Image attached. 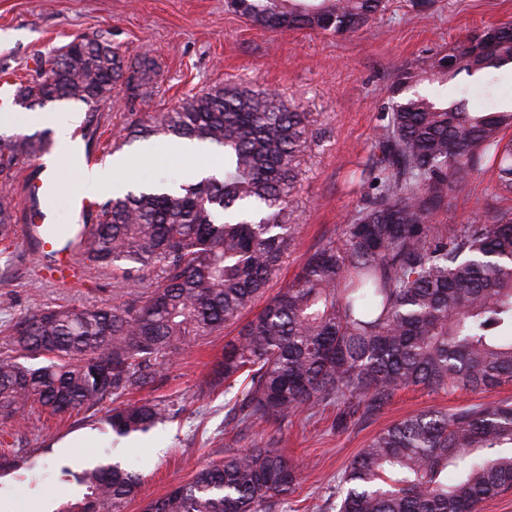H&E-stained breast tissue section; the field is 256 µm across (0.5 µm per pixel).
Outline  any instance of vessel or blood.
I'll return each mask as SVG.
<instances>
[{
    "label": "vessel or blood",
    "mask_w": 512,
    "mask_h": 512,
    "mask_svg": "<svg viewBox=\"0 0 512 512\" xmlns=\"http://www.w3.org/2000/svg\"><path fill=\"white\" fill-rule=\"evenodd\" d=\"M59 174L46 171L44 177L27 182L21 212V239L30 253L44 260L51 279L67 282L76 267L82 245L92 227L86 218L95 208L89 196L76 194L70 199L71 223L57 225L51 211Z\"/></svg>",
    "instance_id": "b4317fda"
}]
</instances>
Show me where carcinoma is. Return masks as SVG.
Returning a JSON list of instances; mask_svg holds the SVG:
<instances>
[{"instance_id":"1","label":"carcinoma","mask_w":512,"mask_h":512,"mask_svg":"<svg viewBox=\"0 0 512 512\" xmlns=\"http://www.w3.org/2000/svg\"><path fill=\"white\" fill-rule=\"evenodd\" d=\"M271 31L350 34L383 11L384 0H231ZM490 55L472 39L434 58L428 80L512 65V26ZM454 66L448 67V59ZM49 72L18 88L27 107L55 101L88 107L86 124L124 69L141 89L155 59L129 62L112 43L79 36L47 60ZM419 81L411 66L399 90ZM512 110L472 112L458 98L414 94L395 102L361 176L373 190L338 239L307 257L287 287L224 345L206 384L245 377L241 420L285 422L332 399L382 403L402 389L485 391L512 381V213L448 230L433 220L485 159L512 194ZM163 135L220 150L224 173L168 193L131 191L100 205L83 257L127 285L111 307H39L4 329L0 421L70 416L107 401L118 438L148 434L179 414L175 403L129 399L160 380L166 365L200 336L241 320L276 275L293 238L288 198L309 137L306 115L267 90L217 86L192 95L122 142ZM33 135H0V178L37 156ZM12 198L0 194V242L15 233ZM159 273L139 290L138 273ZM304 463L279 448H238L196 469L144 512H271L301 481ZM454 478L448 479V473ZM81 487L54 512H125L139 475L118 465L74 473ZM512 491V401L425 411L376 434L352 459L336 491V512H475Z\"/></svg>"}]
</instances>
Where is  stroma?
Listing matches in <instances>:
<instances>
[{"label":"stroma","instance_id":"1","mask_svg":"<svg viewBox=\"0 0 512 512\" xmlns=\"http://www.w3.org/2000/svg\"><path fill=\"white\" fill-rule=\"evenodd\" d=\"M512 24V0H385L384 10L361 30L336 36L312 30L272 32L253 26L228 0H0V71L26 82L37 65L80 34L100 35L126 58L147 52L159 76L143 94L116 88L102 107L98 130L84 136L104 154L131 123H148L186 97L217 85L278 92L289 106L306 112L311 136L298 157V176L288 205L297 231L269 293L285 287L307 256L329 240L363 202L361 170L373 154L380 126L393 104L392 76L398 69L426 66L451 52L470 35ZM470 110L512 105V67L467 78ZM86 122L87 108L72 102L0 112V133L38 134L56 144V120ZM167 137L121 146L124 155L146 154L137 173L119 175L125 196L137 178L180 181L186 159L172 154ZM496 171L474 174L470 186L449 197L438 223L457 228L512 208L497 191ZM11 264L0 261V329L31 308L68 302L110 306L125 300L111 271L80 260L74 282L58 286L44 278V265L14 240ZM239 332L231 325L200 337L168 365L145 398L174 401L181 413L148 435L114 441L106 423L108 407L46 423L0 424V445L40 462L42 486L57 485L61 468L121 463L144 481L126 512L144 505L190 478L196 467L223 459L229 448L273 443L289 457L306 462L304 479L275 512H336V485L350 461L389 425L423 410L454 411L474 404L512 399V384L488 392L446 393L416 387L395 393L376 406L346 412L331 402L284 423L245 424L233 417L244 385L208 389L204 381L221 360L224 344ZM60 486V485H57ZM78 496L76 484L60 486Z\"/></svg>","mask_w":512,"mask_h":512}]
</instances>
